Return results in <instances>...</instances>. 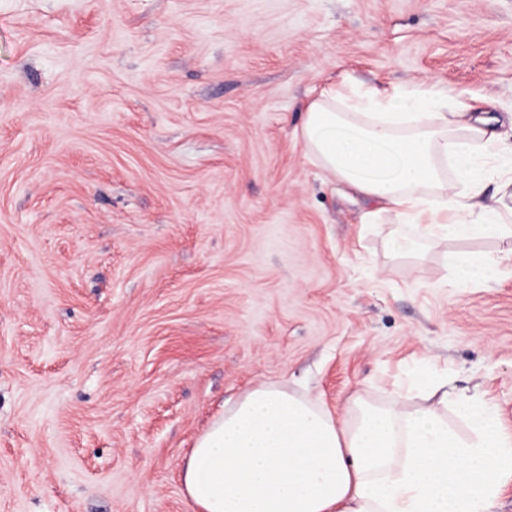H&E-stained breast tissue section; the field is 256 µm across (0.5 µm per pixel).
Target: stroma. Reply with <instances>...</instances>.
Returning a JSON list of instances; mask_svg holds the SVG:
<instances>
[{"mask_svg":"<svg viewBox=\"0 0 512 512\" xmlns=\"http://www.w3.org/2000/svg\"><path fill=\"white\" fill-rule=\"evenodd\" d=\"M348 77L512 110V0H0V512H193L198 437L262 383L344 418L446 372L512 435V277L307 157ZM453 266L457 276L455 288H467L472 278L484 270H493L498 276H512V251L502 252L494 256L457 253L453 257Z\"/></svg>","mask_w":512,"mask_h":512,"instance_id":"stroma-1","label":"stroma"}]
</instances>
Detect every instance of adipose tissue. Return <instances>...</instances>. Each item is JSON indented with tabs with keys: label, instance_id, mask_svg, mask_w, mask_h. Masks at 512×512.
Here are the masks:
<instances>
[{
	"label": "adipose tissue",
	"instance_id": "1",
	"mask_svg": "<svg viewBox=\"0 0 512 512\" xmlns=\"http://www.w3.org/2000/svg\"><path fill=\"white\" fill-rule=\"evenodd\" d=\"M495 116L448 108L433 83L381 91L343 83L309 102L307 155L368 204L362 223L394 221L390 249L416 256L441 237L512 238V207L488 194L485 168L500 150ZM455 287L477 273L512 276V251L453 257ZM430 381L431 403L410 395L348 400L337 420L318 398L263 383L199 436L183 467L195 512H491L512 481V436L493 408ZM467 415L449 425L448 405Z\"/></svg>",
	"mask_w": 512,
	"mask_h": 512
}]
</instances>
